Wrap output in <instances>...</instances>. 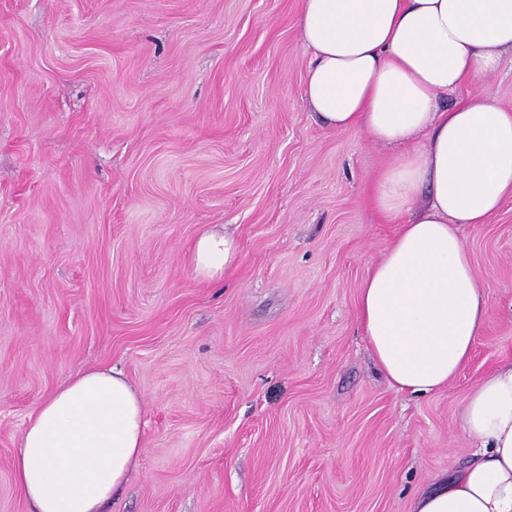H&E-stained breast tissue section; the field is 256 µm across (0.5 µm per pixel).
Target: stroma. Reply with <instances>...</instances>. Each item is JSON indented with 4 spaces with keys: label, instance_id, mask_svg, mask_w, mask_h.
<instances>
[{
    "label": "stroma",
    "instance_id": "35a3bbf8",
    "mask_svg": "<svg viewBox=\"0 0 512 512\" xmlns=\"http://www.w3.org/2000/svg\"><path fill=\"white\" fill-rule=\"evenodd\" d=\"M300 0H0V512L30 410L116 366L144 451L105 512H409L471 455L470 388L512 362V199L460 233L489 314L445 388L398 394L356 303L399 231L387 156L310 112ZM512 109V55L450 94ZM240 254L196 276L206 230Z\"/></svg>",
    "mask_w": 512,
    "mask_h": 512
}]
</instances>
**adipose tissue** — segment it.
I'll list each match as a JSON object with an SVG mask.
<instances>
[{
	"label": "adipose tissue",
	"mask_w": 512,
	"mask_h": 512,
	"mask_svg": "<svg viewBox=\"0 0 512 512\" xmlns=\"http://www.w3.org/2000/svg\"><path fill=\"white\" fill-rule=\"evenodd\" d=\"M298 28L313 113L390 149L372 201L400 229L367 272L358 321L392 389L433 393L468 361L488 316L459 227L512 196V109L485 92L439 101L512 53V0H301ZM238 253L234 237L203 233L195 272L219 277ZM143 426L122 371L72 375L31 410L12 461L31 512H102L143 450ZM461 432L472 461L420 487L411 512H512V365L469 391Z\"/></svg>",
	"instance_id": "1"
}]
</instances>
